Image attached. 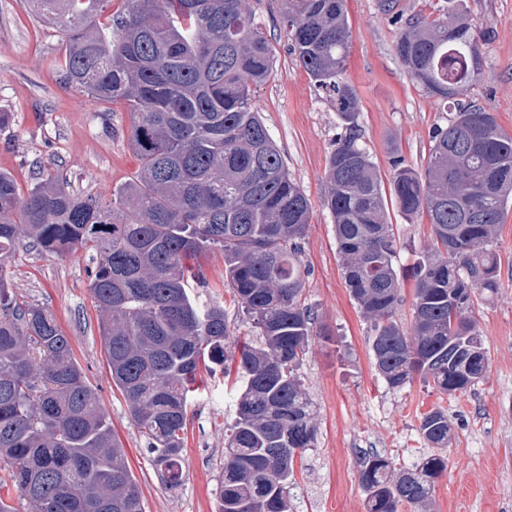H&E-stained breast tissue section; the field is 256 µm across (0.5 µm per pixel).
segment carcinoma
Masks as SVG:
<instances>
[{"mask_svg":"<svg viewBox=\"0 0 512 512\" xmlns=\"http://www.w3.org/2000/svg\"><path fill=\"white\" fill-rule=\"evenodd\" d=\"M29 0L65 43L66 84L131 112L136 180L105 200L74 193L54 171L21 194L0 171V512L16 491L30 512H146L126 454L68 336L45 306L17 297L9 267L24 238L41 251L91 253L89 288L112 382L171 487L182 482L188 406L201 369L236 365L243 379L224 433L218 512H290L298 456L313 447V404L297 375L314 332L302 301L299 255L311 203L288 175L252 88L273 71L271 48L246 0ZM448 0L434 20L400 24L394 52L411 80L453 108L432 131L425 169L395 156L392 200L407 220L425 216L433 247L414 264L409 330L396 321L397 239L369 154L359 145L357 98L344 81L350 31L346 0H283L300 65L336 104L343 133L325 169L324 206L335 225L343 279L373 323L372 351L388 387L418 376L439 392L483 380L488 357L475 303L500 287L492 244L512 200V135L494 113L461 97L482 74L492 37ZM218 249L251 340L231 348L224 307L188 291L205 286L198 258ZM433 452L396 470L374 454L360 482L366 512L429 507L448 469V414L421 419Z\"/></svg>","mask_w":512,"mask_h":512,"instance_id":"1","label":"carcinoma"}]
</instances>
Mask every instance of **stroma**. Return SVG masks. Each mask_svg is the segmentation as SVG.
Returning <instances> with one entry per match:
<instances>
[{"mask_svg": "<svg viewBox=\"0 0 512 512\" xmlns=\"http://www.w3.org/2000/svg\"><path fill=\"white\" fill-rule=\"evenodd\" d=\"M266 33L273 74L254 87L252 102L277 144L290 176L312 205L300 240L309 271L305 303L323 335L313 336L299 370L317 409L313 448L295 466L290 512H365L360 484L372 454L411 467L429 452L421 417L439 407L451 425L448 470L435 486L433 512H512V211L493 243L500 257L501 286L479 301L474 320L488 354L484 380L463 394L439 393L421 378L399 390L378 374L371 349L372 323L350 297L331 214L323 206L325 166L342 131L336 106L318 89L289 48L282 0H248ZM462 15L491 27L482 47L481 78L465 102L490 108L512 134V0H460ZM351 47L344 73L358 97L360 144L382 180L401 156L424 168L434 126L448 109L413 82L396 59L397 27L381 0H347ZM61 37L35 18L26 0H0V170L28 189L40 168L59 170L74 192L111 197L131 182L139 161L129 144L131 115L122 104H104L61 80ZM398 250L402 301L396 311L410 326L416 283L408 272L432 244L427 218L407 220L390 208ZM208 285L196 289L204 302L223 305L232 338L252 335L224 282V256L202 254ZM88 254L49 255L21 243L10 284L22 300L50 308L68 336L74 356L97 390L142 493L146 512H217L213 494L224 462V429L235 415L242 385L237 375L202 374L188 409L183 481L162 483L123 395L114 386L100 336V316L89 289Z\"/></svg>", "mask_w": 512, "mask_h": 512, "instance_id": "stroma-1", "label": "stroma"}]
</instances>
